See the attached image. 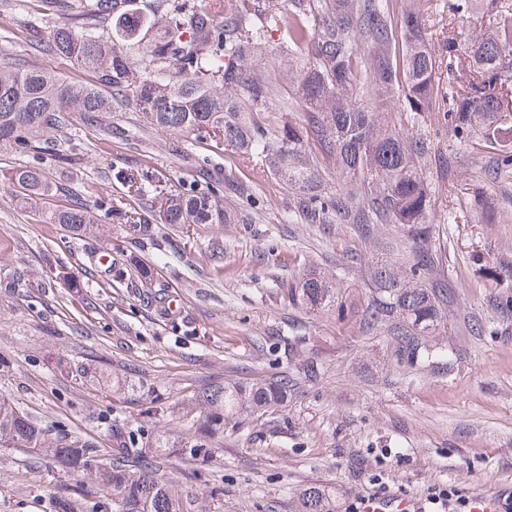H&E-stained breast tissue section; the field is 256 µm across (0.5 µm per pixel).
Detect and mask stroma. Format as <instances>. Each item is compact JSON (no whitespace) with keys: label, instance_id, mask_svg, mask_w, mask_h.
<instances>
[{"label":"stroma","instance_id":"35a3bbf8","mask_svg":"<svg viewBox=\"0 0 512 512\" xmlns=\"http://www.w3.org/2000/svg\"><path fill=\"white\" fill-rule=\"evenodd\" d=\"M40 0L0 10V59L55 71L75 83L90 73L37 49L25 38ZM66 158L35 151L0 154V399L52 432L112 445L107 421L119 417L145 437L177 442L194 432L179 409L215 382L249 386L270 376L294 385L285 405L229 422L206 462L168 449L160 476L188 497L187 512H299L311 486L329 493L333 512H360L368 498H405L427 508L437 488L495 502L512 512V187L484 183L499 214L486 224L468 186L486 161L448 140V176L429 170L432 251L453 299L443 327L429 336L433 357L398 363L386 331L363 332L360 313L289 305V282L316 270L337 278V292L365 304V263L384 257L396 233L375 239L346 224H292L294 191L261 159L208 137L152 128L135 106L105 112L64 132ZM41 169L55 189L21 204L8 178ZM152 177L146 197L129 198L114 174ZM250 186L252 201L220 199L235 224H166L135 238L112 221L110 205L140 209L190 187ZM85 203L106 234L76 236L45 223L47 212ZM466 209L470 223L452 224ZM224 251L213 262V249ZM107 251L130 270L116 282L99 266ZM361 263L348 262L350 253ZM152 276H135L137 266ZM316 380L305 379L306 364ZM171 407L143 415L150 400ZM82 486V512H116L96 494L94 472L75 471L29 448L0 450V512H56V498Z\"/></svg>","mask_w":512,"mask_h":512}]
</instances>
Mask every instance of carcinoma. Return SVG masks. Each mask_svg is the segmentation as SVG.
Listing matches in <instances>:
<instances>
[{
	"label": "carcinoma",
	"mask_w": 512,
	"mask_h": 512,
	"mask_svg": "<svg viewBox=\"0 0 512 512\" xmlns=\"http://www.w3.org/2000/svg\"><path fill=\"white\" fill-rule=\"evenodd\" d=\"M53 27L34 23L28 39L63 60L92 69L94 80L74 85L54 72L0 62V152L59 154L51 133L78 116L93 123L103 112L133 104L162 132L213 136L242 155H259L272 174L296 190L293 214L306 224H350L367 240L392 224L412 240L400 268L381 261L368 270L374 289L362 311L368 332L387 328L397 357L410 364L432 357L422 329L434 331L448 305V286L436 278L439 258L427 242L432 188L427 166L450 158L439 143L405 131L431 112L439 127L488 159L484 176L512 179V0H406L400 13L390 0H288L270 11L263 0H40ZM480 12L487 30L460 52L457 20ZM280 34L293 75V92L263 62L269 33ZM448 60V82L437 76ZM260 112H303L306 125L262 122ZM321 155L312 153L310 145ZM336 165V190L326 184L321 158ZM127 196L142 197L145 173L118 171ZM22 200L51 191L42 172L11 175ZM219 191L187 190L161 205L166 224H229ZM131 229L147 231L138 212L112 207ZM49 223L91 232L90 211L78 204L51 213ZM294 302L336 307V282L303 275L288 289ZM290 379L247 386L214 385L188 405L202 418L180 442L163 435L143 441L112 420L113 447L90 439L52 435L14 404L0 400V448H33L66 465L92 470L100 491L121 501L120 512H185L178 485L156 476L160 451L206 461L224 422L254 414L288 396ZM301 512H330L325 490L302 494Z\"/></svg>",
	"instance_id": "carcinoma-1"
}]
</instances>
